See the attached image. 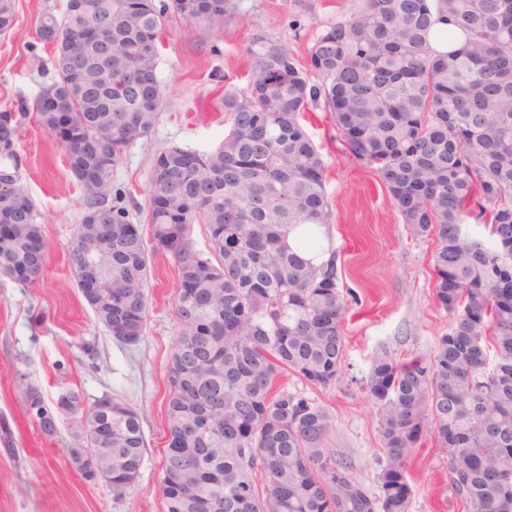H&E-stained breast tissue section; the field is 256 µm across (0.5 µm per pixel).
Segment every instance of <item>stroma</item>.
<instances>
[{"label": "stroma", "instance_id": "1", "mask_svg": "<svg viewBox=\"0 0 512 512\" xmlns=\"http://www.w3.org/2000/svg\"><path fill=\"white\" fill-rule=\"evenodd\" d=\"M156 3L167 16L156 68L163 105L151 132L128 144L112 173L131 222L141 225L148 222L154 156L172 146L216 147L228 127L224 95L245 91L253 52L281 45L307 65L324 25L347 16L355 0H232L230 17L216 30L183 19L171 0ZM65 5L66 0H14V26L0 35V113L18 114L22 103L33 102L54 79L53 51L39 40L37 25L44 11L59 14ZM302 123L325 164L326 235L339 286L358 301L341 324L345 352L336 382L309 387L285 373L278 383L332 414L330 452L373 491L383 442L378 409L365 391L372 360L383 350L399 361L428 356L451 324L434 298L436 241L411 234L378 176L344 150L322 104L309 105ZM16 151L23 161L21 183L39 213L48 252L37 283L22 285L0 275V421L11 430L9 441L0 440V512H163L167 367L178 333L176 266L169 257L152 258L146 333L134 345L113 339L97 323L68 264L83 191L61 143L30 116L19 128ZM30 383L41 387L49 403L74 389L85 403L107 393L140 411L147 450L122 497L71 467V424L60 422L53 438L41 434L25 409ZM447 457L429 433L414 448L408 461L409 512H463L448 481Z\"/></svg>", "mask_w": 512, "mask_h": 512}]
</instances>
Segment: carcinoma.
<instances>
[{
  "label": "carcinoma",
  "mask_w": 512,
  "mask_h": 512,
  "mask_svg": "<svg viewBox=\"0 0 512 512\" xmlns=\"http://www.w3.org/2000/svg\"><path fill=\"white\" fill-rule=\"evenodd\" d=\"M182 18L220 28L231 0H172ZM67 0L37 34L55 49V79L34 117L59 137L83 189L68 263L97 322L133 345L146 332L149 254L176 265V348L168 364L164 512H409L407 462L424 434L448 450V478L464 512H512V0H356L312 45L314 84L292 53L253 55L247 90L224 94L229 129L209 151L169 147L153 160L149 235L130 221L112 171L154 127L166 15L155 0ZM0 0V34L14 24ZM461 34L447 52L432 23ZM322 101L344 148L376 173L416 237H433L434 297L450 316L427 358L371 364L385 448L379 492L329 451L332 415L275 387L290 371L325 388L341 373L348 302L335 255L315 265L330 213L322 156L299 122ZM18 124L0 115V274L35 282L46 261L39 213L19 183ZM484 223L470 237L464 223ZM195 224L207 229L196 248ZM302 230L298 249L288 234ZM43 434L75 429L70 458L111 475L121 497L139 475L146 441L122 399L86 408L72 390L45 402L25 390Z\"/></svg>",
  "instance_id": "1"
}]
</instances>
